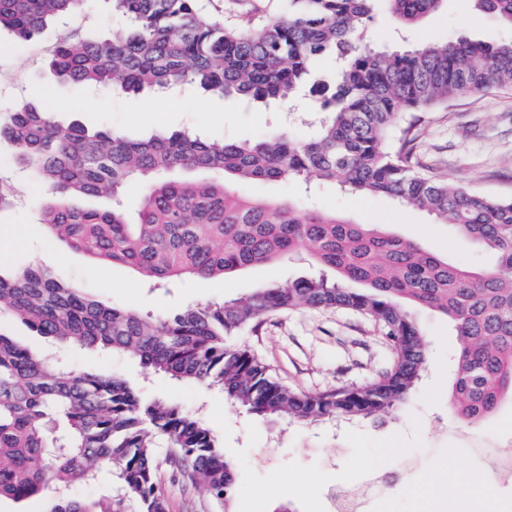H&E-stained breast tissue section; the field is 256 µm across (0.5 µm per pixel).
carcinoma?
I'll return each mask as SVG.
<instances>
[{
  "label": "carcinoma",
  "mask_w": 512,
  "mask_h": 512,
  "mask_svg": "<svg viewBox=\"0 0 512 512\" xmlns=\"http://www.w3.org/2000/svg\"><path fill=\"white\" fill-rule=\"evenodd\" d=\"M377 1L400 25L444 2L289 0L278 19L226 24L200 0H105L128 25L99 38L72 31L49 59L52 75L66 84L129 95L192 86L269 107L292 99L318 58L333 55L339 61L334 82L311 88L322 117L307 139L281 133L224 142L188 131L130 138L65 125L32 102L0 113V147L51 188L40 204L47 233L78 253L172 281L222 277L310 249L334 279L262 285L245 299L149 320L28 266L0 273V314L64 347L129 355L147 374L217 389L253 415L315 422L378 419L416 391L427 351L404 300L454 325L451 405L459 420L477 426L512 400V200L419 171L417 124L407 119L450 99L511 87L512 40L488 45L458 38L376 51L365 34ZM90 2L0 0V32L30 41ZM478 2L512 27V0ZM313 179L433 214L494 262L473 271L375 224L248 200L232 188L239 180ZM130 181L144 184L132 222L117 204H73L117 197ZM303 306L342 307L371 318L394 348L391 369L362 388L311 394L281 384L264 360L234 343L265 316ZM165 465L230 512L236 468L203 418L144 398L125 378L70 371L0 333V498L23 501L52 487L90 483L113 467L117 497H58L44 512H129L131 504L137 512H167Z\"/></svg>",
  "instance_id": "carcinoma-1"
}]
</instances>
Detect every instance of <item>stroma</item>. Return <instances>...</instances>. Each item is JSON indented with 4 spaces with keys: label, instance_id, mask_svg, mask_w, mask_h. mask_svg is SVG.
<instances>
[{
    "label": "stroma",
    "instance_id": "stroma-1",
    "mask_svg": "<svg viewBox=\"0 0 512 512\" xmlns=\"http://www.w3.org/2000/svg\"><path fill=\"white\" fill-rule=\"evenodd\" d=\"M203 4L237 21L250 15L277 17L287 9L288 0H203ZM115 23L102 0H92L86 10L57 22L37 40L0 37V110L35 101L62 120L75 119L90 129L107 127L131 137L193 129L234 142L278 132L304 137L313 131L317 114L305 89L281 109L272 110L253 109L233 97L207 98L189 87L173 93L126 95L61 86L47 79V62L64 31L104 33ZM460 37L495 45L512 39V27L482 11L476 0H446L440 10L413 26L397 25L377 12L366 41L382 51ZM418 129L416 151L432 172L469 190L512 199V88L450 101L438 111L423 113ZM0 177L9 180L14 191L13 205L0 210V270L30 264L48 268L119 307L172 315L189 306L247 297L264 284L326 273L311 252L303 251L224 278L202 282L184 277L157 288L129 266L100 265L45 234L37 205L48 189L32 172L15 166L4 151ZM236 190L249 199L311 203L346 222L381 225L476 271L489 262L480 249L463 242L435 216L385 196L360 198L331 185L309 192L294 182H253L237 185ZM413 316L425 333L428 363L412 400L380 421L288 425L251 417L225 404L222 392L199 383L142 376L140 368L123 355L57 352L52 343L7 316L0 317V332L30 349L60 354L74 370L133 379L144 396L172 399L209 423L223 441L225 455L238 467V491L231 507L223 509L202 487L166 473L162 483L169 512H275L281 505L288 512H334L336 491L367 482L381 471L392 472L395 478L372 491L365 512H414L410 488L430 483L439 464L452 474L490 480L491 503L501 512H512V483L495 480L480 451L486 445L512 453V402L504 401L480 426L461 423L450 406L457 348L452 324L430 310H414ZM234 342L263 358L280 382L308 393L365 386L393 358L391 343L378 325L346 308L278 312L257 331L240 333Z\"/></svg>",
    "mask_w": 512,
    "mask_h": 512
}]
</instances>
